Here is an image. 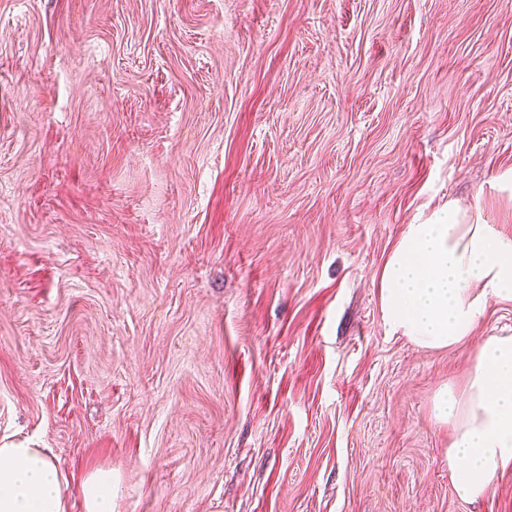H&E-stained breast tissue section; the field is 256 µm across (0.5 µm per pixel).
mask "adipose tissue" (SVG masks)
<instances>
[{"instance_id": "1", "label": "adipose tissue", "mask_w": 512, "mask_h": 512, "mask_svg": "<svg viewBox=\"0 0 512 512\" xmlns=\"http://www.w3.org/2000/svg\"><path fill=\"white\" fill-rule=\"evenodd\" d=\"M393 330L437 350L468 340L488 298L512 299V238L451 203L407 225L378 278ZM433 418L451 426L448 468L464 501L483 498L512 469V336L478 345L463 386H444ZM67 480L52 449L0 445V512H68Z\"/></svg>"}]
</instances>
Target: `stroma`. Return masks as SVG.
Returning a JSON list of instances; mask_svg holds the SVG:
<instances>
[{"mask_svg": "<svg viewBox=\"0 0 512 512\" xmlns=\"http://www.w3.org/2000/svg\"><path fill=\"white\" fill-rule=\"evenodd\" d=\"M510 173L512 0H0V444L70 512H512L432 413L512 300L430 351L377 280ZM85 512H112V471L95 469L83 482Z\"/></svg>", "mask_w": 512, "mask_h": 512, "instance_id": "1", "label": "stroma"}]
</instances>
